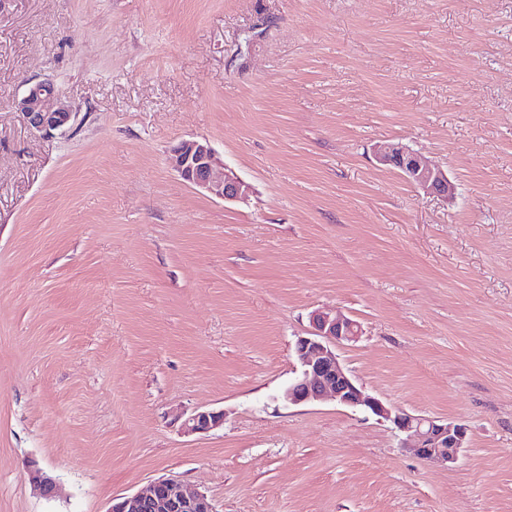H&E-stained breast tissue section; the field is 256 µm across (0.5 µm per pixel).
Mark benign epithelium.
Segmentation results:
<instances>
[{"label": "benign epithelium", "instance_id": "7a95c632", "mask_svg": "<svg viewBox=\"0 0 512 512\" xmlns=\"http://www.w3.org/2000/svg\"><path fill=\"white\" fill-rule=\"evenodd\" d=\"M23 123L34 133L49 135L74 119L75 113L62 101L55 86L39 82L17 102ZM378 162L402 174L408 182L426 193L443 199L456 195V186L448 175L420 154L405 146L388 143L376 148ZM171 167L187 182L227 202L244 200L249 186L234 175L217 170L214 149L206 141L189 139L174 148ZM314 332L301 336L295 353L301 370L284 390L283 400L290 404L319 401L331 393L336 403L360 409L390 423L404 435L403 443L418 457L448 464L457 460L467 441V428L394 410L370 395L340 363L333 347L353 342L361 336L360 325L341 312L319 313L313 317ZM224 424V413L196 411L183 422L187 433L207 432ZM29 479L44 496L55 493L56 483L40 470L29 471ZM109 512H215L203 493H189L176 479L155 481L144 491L112 504Z\"/></svg>", "mask_w": 512, "mask_h": 512}]
</instances>
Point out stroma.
<instances>
[{"label":"stroma","mask_w":512,"mask_h":512,"mask_svg":"<svg viewBox=\"0 0 512 512\" xmlns=\"http://www.w3.org/2000/svg\"><path fill=\"white\" fill-rule=\"evenodd\" d=\"M42 81L77 114L50 136L15 108ZM185 139L248 198L183 180ZM398 142L453 200L377 164ZM336 310L370 394L466 425L456 462L283 401ZM166 477L215 512H512V0H0V512ZM224 424V412L195 411L183 422L187 433L207 432Z\"/></svg>","instance_id":"stroma-1"}]
</instances>
